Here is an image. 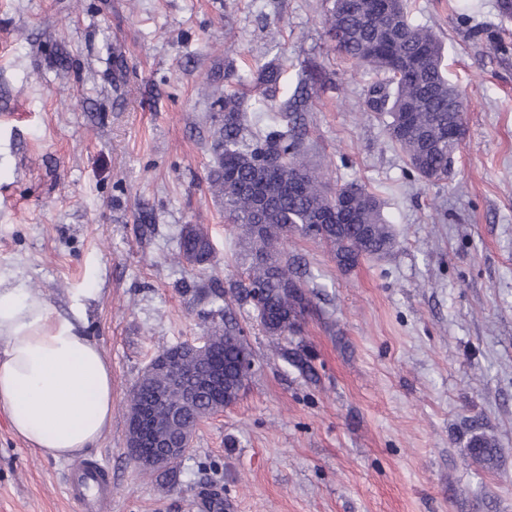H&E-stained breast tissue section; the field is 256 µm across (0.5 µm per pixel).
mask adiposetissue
<instances>
[{"instance_id":"obj_1","label":"adipose tissue","mask_w":512,"mask_h":512,"mask_svg":"<svg viewBox=\"0 0 512 512\" xmlns=\"http://www.w3.org/2000/svg\"><path fill=\"white\" fill-rule=\"evenodd\" d=\"M0 408L34 454L73 461L112 423V368L81 317L0 277Z\"/></svg>"}]
</instances>
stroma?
Masks as SVG:
<instances>
[{"label": "stroma", "instance_id": "35a3bbf8", "mask_svg": "<svg viewBox=\"0 0 512 512\" xmlns=\"http://www.w3.org/2000/svg\"><path fill=\"white\" fill-rule=\"evenodd\" d=\"M457 2L409 0L468 100L432 184L364 111L378 75L334 50L333 0H0V274L59 316L81 310L111 363L112 426L90 453L112 470L110 512H206L213 496L223 512H512V52L470 36L499 29L497 0L463 19ZM267 62L283 99L316 78L303 147L381 199L397 244L345 273L324 243L285 242L311 274L319 379L234 306L258 371L170 484L127 454L126 394L163 349L207 335L208 292L242 274L205 183L212 92L249 94ZM187 224L208 228L215 265L174 260ZM476 434L494 460L473 459ZM71 467L29 451L0 409V512H82Z\"/></svg>", "mask_w": 512, "mask_h": 512}]
</instances>
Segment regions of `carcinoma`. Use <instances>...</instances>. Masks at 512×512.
Listing matches in <instances>:
<instances>
[{
  "label": "carcinoma",
  "instance_id": "cac0c4a2",
  "mask_svg": "<svg viewBox=\"0 0 512 512\" xmlns=\"http://www.w3.org/2000/svg\"><path fill=\"white\" fill-rule=\"evenodd\" d=\"M325 24L336 51L383 75L368 87L365 105L368 111L389 117V136L405 153L411 169L430 182L448 178L460 147L450 140V127L464 124L466 99L446 74L439 37L411 21L407 0H334ZM279 80V68H260L257 81L264 89L258 105L265 107L275 100ZM217 104L220 116L206 182L235 225L249 259L243 279L229 294L257 312L256 319L281 359L311 376L314 369L303 347L281 345L294 344L314 307L299 266L284 256L283 241L291 236L317 239L346 272L365 258L389 253L396 243L393 229L375 194L355 181L333 188L328 173L306 161L297 102L280 108L277 127L261 136L250 131L244 97L227 94ZM266 161L273 163V171L258 186L257 166ZM196 228L192 235H180L177 258L183 262L192 258L195 265L205 266L215 251L208 229L202 224ZM273 257L282 262L272 266L268 259ZM217 313L220 321L211 327L206 357L172 347L163 350L171 367L189 377L221 378L198 402L184 407L183 424L192 428L209 410L237 402L251 380L241 375V364L254 355L236 317L224 305ZM160 387L159 379L141 375L128 390V405L154 401Z\"/></svg>",
  "mask_w": 512,
  "mask_h": 512
}]
</instances>
